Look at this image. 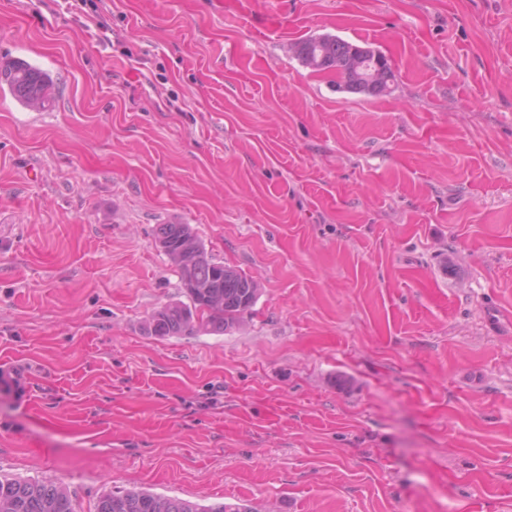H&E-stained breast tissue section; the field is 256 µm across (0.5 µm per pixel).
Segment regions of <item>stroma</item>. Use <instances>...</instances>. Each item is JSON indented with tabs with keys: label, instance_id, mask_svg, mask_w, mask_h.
<instances>
[{
	"label": "stroma",
	"instance_id": "stroma-1",
	"mask_svg": "<svg viewBox=\"0 0 512 512\" xmlns=\"http://www.w3.org/2000/svg\"><path fill=\"white\" fill-rule=\"evenodd\" d=\"M0 0V475L258 512H512V0ZM381 49L337 90L291 45ZM190 225L257 282L150 335ZM19 384L7 388L6 380ZM64 2L71 10H75V14L83 15L93 21L97 29L104 34V38L111 41L109 35H112V19L105 13L104 0H64ZM25 61V60H23ZM0 80L16 95L25 97L27 107H46L53 99L56 83L53 77L27 61L11 62L0 66ZM1 86V89L4 88Z\"/></svg>",
	"mask_w": 512,
	"mask_h": 512
}]
</instances>
